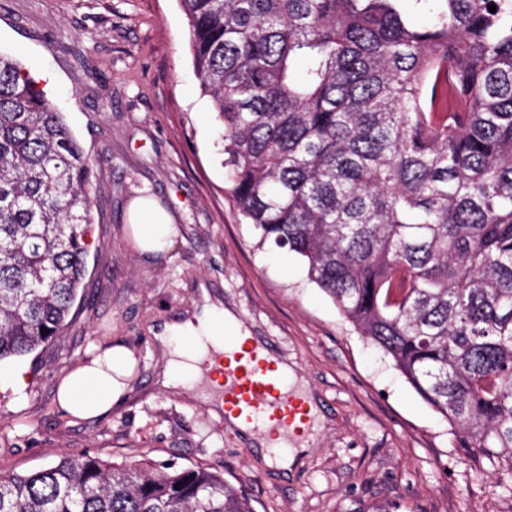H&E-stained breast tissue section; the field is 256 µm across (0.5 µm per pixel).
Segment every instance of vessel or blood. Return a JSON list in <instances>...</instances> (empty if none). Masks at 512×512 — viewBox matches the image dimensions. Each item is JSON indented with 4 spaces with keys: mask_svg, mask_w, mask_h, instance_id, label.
I'll return each instance as SVG.
<instances>
[{
    "mask_svg": "<svg viewBox=\"0 0 512 512\" xmlns=\"http://www.w3.org/2000/svg\"><path fill=\"white\" fill-rule=\"evenodd\" d=\"M214 373L225 416L253 424L262 421L268 428L295 434L307 429V403L289 393L269 351L251 346L246 338L225 334L224 351L215 358Z\"/></svg>",
    "mask_w": 512,
    "mask_h": 512,
    "instance_id": "1",
    "label": "vessel or blood"
}]
</instances>
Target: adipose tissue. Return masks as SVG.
Segmentation results:
<instances>
[{
    "label": "adipose tissue",
    "instance_id": "adipose-tissue-1",
    "mask_svg": "<svg viewBox=\"0 0 512 512\" xmlns=\"http://www.w3.org/2000/svg\"><path fill=\"white\" fill-rule=\"evenodd\" d=\"M128 222L140 254L158 256L169 252L180 231L168 212L149 197L135 198L129 205ZM238 318L211 300H204L193 318L165 323L156 339L168 355L162 374L163 386L179 380L199 385L198 397L212 410L222 401L218 385L205 363L221 351L224 329L238 326ZM134 369L133 358L122 347H102L90 360L71 369L57 389L59 405L70 415L92 419L109 412L125 395Z\"/></svg>",
    "mask_w": 512,
    "mask_h": 512
}]
</instances>
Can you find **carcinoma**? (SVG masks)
I'll list each match as a JSON object with an SVG mask.
<instances>
[{
  "mask_svg": "<svg viewBox=\"0 0 512 512\" xmlns=\"http://www.w3.org/2000/svg\"><path fill=\"white\" fill-rule=\"evenodd\" d=\"M180 0L235 205L466 447L512 476V0ZM496 6V12L489 6ZM94 161L0 54V361L86 274ZM0 512H255L206 468L96 454L0 478Z\"/></svg>",
  "mask_w": 512,
  "mask_h": 512,
  "instance_id": "1",
  "label": "carcinoma"
}]
</instances>
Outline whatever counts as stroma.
Instances as JSON below:
<instances>
[{"mask_svg": "<svg viewBox=\"0 0 512 512\" xmlns=\"http://www.w3.org/2000/svg\"><path fill=\"white\" fill-rule=\"evenodd\" d=\"M0 53L37 80L97 161L86 276L68 324L0 362V477L89 452L211 468L245 486L257 512H512V478L464 447L297 254L260 243L242 219L179 0H0ZM145 194L180 228L158 258L127 233L128 206ZM201 284L293 368L325 419L289 474L211 417L196 390L154 384L152 331L189 308ZM105 343L134 353L129 389L106 416L72 418L57 385ZM19 372L20 393L10 383Z\"/></svg>", "mask_w": 512, "mask_h": 512, "instance_id": "stroma-1", "label": "stroma"}]
</instances>
